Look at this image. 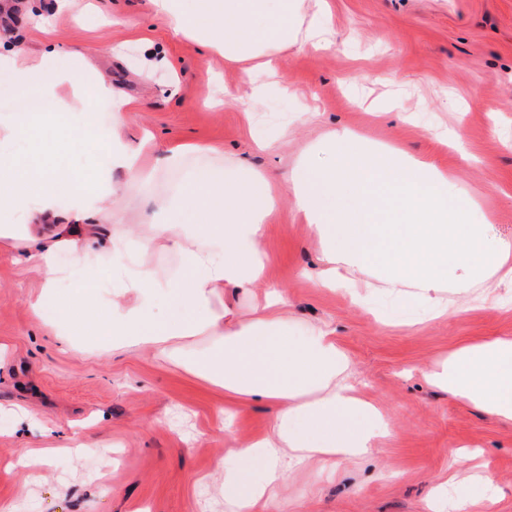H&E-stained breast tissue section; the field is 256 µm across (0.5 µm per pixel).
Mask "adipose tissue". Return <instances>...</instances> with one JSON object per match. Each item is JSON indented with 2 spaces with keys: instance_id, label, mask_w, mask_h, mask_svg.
I'll return each instance as SVG.
<instances>
[{
  "instance_id": "1",
  "label": "adipose tissue",
  "mask_w": 512,
  "mask_h": 512,
  "mask_svg": "<svg viewBox=\"0 0 512 512\" xmlns=\"http://www.w3.org/2000/svg\"><path fill=\"white\" fill-rule=\"evenodd\" d=\"M150 5L174 33L241 65L256 104L267 80L280 76L279 52L323 47L331 25L323 0ZM35 71L41 93L57 97L59 111L0 114V212L20 218L0 225V247L17 250L45 273L43 290L30 304L35 319L66 324L82 336H108L116 345L135 339L173 359L184 340L207 338L201 352L188 354L187 367L223 387L225 421H232L236 404L262 400L271 410L266 431L250 442L237 443L232 429L224 431L218 465L228 512H276L290 473L314 462L336 468L390 439L386 415L361 396L334 329L300 326L282 293L264 285L262 243L279 207L267 175L240 160L207 177L192 172L174 196L151 198L150 211L126 219L122 197L147 193L154 177L142 146L123 136L133 99L80 66H59L55 54L43 53L32 64L17 51L0 54V80L23 88ZM102 105L108 108L104 128L97 112ZM59 129L88 158L104 156L107 170H123L126 181L116 187L104 172L77 174L47 160L43 145ZM287 186L295 219L307 224L319 246L323 268L315 287L356 296L381 285L418 324L447 315L451 284H512V242L497 238L477 205L452 192L447 170L397 148L347 128L329 131L308 146ZM64 204L69 226L55 221ZM93 216L113 226L100 247L80 233ZM160 249L176 256L179 273L155 265ZM63 255L71 270L94 268L112 287L111 299L84 286L60 294ZM259 285L263 298L249 315L225 300L226 288ZM160 295L167 308L158 315ZM423 373L512 423V336L462 347ZM498 494L490 476L462 481L452 475L432 487L429 512H472L476 504H494Z\"/></svg>"
}]
</instances>
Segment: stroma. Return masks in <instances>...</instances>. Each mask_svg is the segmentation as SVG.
<instances>
[{
    "instance_id": "obj_1",
    "label": "stroma",
    "mask_w": 512,
    "mask_h": 512,
    "mask_svg": "<svg viewBox=\"0 0 512 512\" xmlns=\"http://www.w3.org/2000/svg\"><path fill=\"white\" fill-rule=\"evenodd\" d=\"M330 44L293 47L282 85L249 110L238 68L174 36L148 0H73L47 34L29 22L0 41L55 51L112 81L135 107L124 137L156 152L190 148L196 169L245 159L274 176L291 169L325 130L346 127L453 170L492 231L512 239V0H325ZM111 53L98 55L100 43ZM392 99L397 114L375 116ZM459 126L467 153L436 139ZM274 141L260 151L256 139ZM267 279L301 325L329 324L363 397L385 410L393 435L376 458L336 471L292 474L282 512H426L430 488L468 468L451 450L481 449L477 463L501 490L474 512H512V425L428 384L423 367L490 336H512V290L470 284L465 303L413 326L385 291L369 308L344 290L315 287L317 245L282 205L264 244ZM43 271L0 250V505L9 512H225L220 415L224 391L176 362L134 346L63 344L30 311ZM113 445L111 455L92 442Z\"/></svg>"
}]
</instances>
